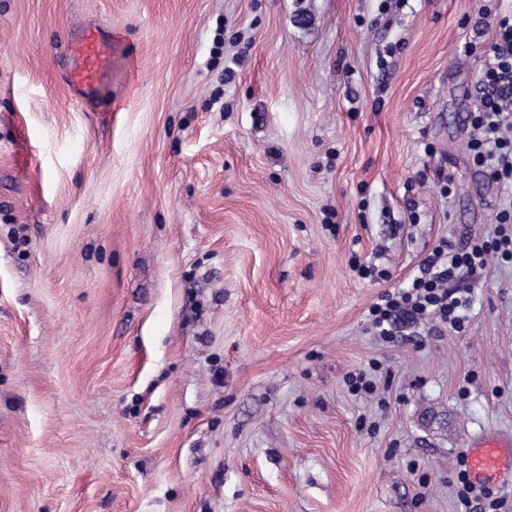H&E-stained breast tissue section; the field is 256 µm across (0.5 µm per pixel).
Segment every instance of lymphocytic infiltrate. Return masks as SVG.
Wrapping results in <instances>:
<instances>
[{
	"label": "lymphocytic infiltrate",
	"instance_id": "f902f5d3",
	"mask_svg": "<svg viewBox=\"0 0 512 512\" xmlns=\"http://www.w3.org/2000/svg\"><path fill=\"white\" fill-rule=\"evenodd\" d=\"M492 26L494 38L486 51L477 104L467 114V147L489 179L512 187V125L507 122L512 116V14H495ZM497 222L501 229L495 238L463 248L441 243L426 259L420 276L405 288L384 293L369 310L376 334L392 338L394 329L414 326L426 317L462 329L466 301L451 289V281L484 269L493 256L512 262V233L503 230L512 224V208L499 212Z\"/></svg>",
	"mask_w": 512,
	"mask_h": 512
}]
</instances>
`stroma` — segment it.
<instances>
[{"mask_svg":"<svg viewBox=\"0 0 512 512\" xmlns=\"http://www.w3.org/2000/svg\"><path fill=\"white\" fill-rule=\"evenodd\" d=\"M486 8L0 0V512H458L470 440L512 437V262L462 330L368 310L512 205L467 150ZM68 54L67 85L90 103L112 74V36L88 26L68 45Z\"/></svg>","mask_w":512,"mask_h":512,"instance_id":"obj_1","label":"stroma"}]
</instances>
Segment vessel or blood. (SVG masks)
<instances>
[{
	"mask_svg": "<svg viewBox=\"0 0 512 512\" xmlns=\"http://www.w3.org/2000/svg\"><path fill=\"white\" fill-rule=\"evenodd\" d=\"M68 54V87L85 101H93L112 74L111 36L96 27H86L71 41ZM466 455L469 476L475 485L512 478V438H473Z\"/></svg>",
	"mask_w": 512,
	"mask_h": 512,
	"instance_id": "vessel-or-blood-1",
	"label": "vessel or blood"
}]
</instances>
